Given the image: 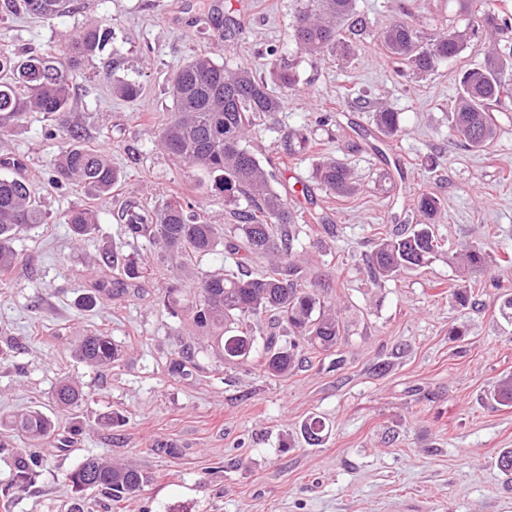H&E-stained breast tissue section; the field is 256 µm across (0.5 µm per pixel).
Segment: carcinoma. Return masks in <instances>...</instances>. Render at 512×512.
Listing matches in <instances>:
<instances>
[{"mask_svg": "<svg viewBox=\"0 0 512 512\" xmlns=\"http://www.w3.org/2000/svg\"><path fill=\"white\" fill-rule=\"evenodd\" d=\"M476 23L499 35L512 32V12L497 0H469ZM11 15H33L53 19L69 12V0H6ZM363 32L366 18L357 13V0H307L292 25L297 48L317 58L327 49L350 54L354 48L342 38L344 26ZM112 41V28L95 23L61 40L58 48L19 56L0 51V136L9 134L28 112H41L55 130L68 136L52 170V181L59 187L78 184L89 194L102 198L122 179L112 166L106 150L88 145L71 122L72 85L70 77L82 64L102 52ZM389 58L414 74L427 73L444 60L459 56L468 42V31L452 30L424 39L420 30L407 20H397L382 34ZM272 74L288 91L297 78L284 59L273 62ZM142 87L135 81L115 84L114 92L129 100L137 98ZM172 115L158 130L162 149L179 167L200 168L213 176L215 186L224 192V204L234 205L235 224H215L191 202L177 198L147 208L129 200L117 212L128 244H149L157 259L183 268L192 259L224 247L233 256L235 269L203 271L197 276L192 298L180 297L177 285L166 289L163 306L172 317L184 313L194 326L214 333L224 361L239 364L256 355L254 344L262 330L255 318L266 311L277 314L288 340L271 334L266 337L258 363L273 376H286L299 365L300 344L329 350L341 337L340 319L314 290L302 287L292 258L300 245L299 223H322L325 217H304L288 200V194L274 188L275 174L267 170L245 145L248 134L283 108V99L270 93L266 82L240 65L228 69L207 52L184 63L173 75L170 87ZM512 100V42L500 48V55L488 63L464 70L452 120V133L460 145L483 151L496 138L497 129L490 112L493 105ZM377 133L392 139L402 132L400 113L381 109L373 113ZM315 139L303 129L288 137V151H307ZM312 179L333 196L355 191L352 171L333 157H322ZM246 206L240 207V200ZM417 224L397 229L375 242L366 262L374 279H391L405 268L420 267L438 250L433 226L441 210L438 197L423 192L416 198ZM43 210L28 183L16 177H0V283H7L16 263L12 246L16 236L42 223ZM75 239L88 237L97 224L96 211L72 206L63 215ZM272 258L271 272L259 274L251 266L260 256ZM486 262L480 244L464 243L452 256L459 285L451 296L462 306L474 293L467 275ZM103 263L114 267L112 293L123 294L154 272V265L137 255L118 258L109 255ZM78 359L95 368L108 367L124 355L121 345L105 333L84 335L75 348ZM54 402L68 412L85 402L82 389L68 380L57 383ZM490 399L512 407V374L498 379ZM52 427V420L38 411L18 412L10 429L27 441L24 460L13 478V485H27L42 464L39 445ZM325 422L313 416L302 425L305 441L317 445L323 440ZM152 480V475L121 463L88 457L68 476L79 496L71 512H84L80 493L93 489L114 501H122Z\"/></svg>", "mask_w": 512, "mask_h": 512, "instance_id": "cac0c4a2", "label": "carcinoma"}]
</instances>
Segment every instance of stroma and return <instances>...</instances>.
I'll return each instance as SVG.
<instances>
[{
  "instance_id": "35a3bbf8",
  "label": "stroma",
  "mask_w": 512,
  "mask_h": 512,
  "mask_svg": "<svg viewBox=\"0 0 512 512\" xmlns=\"http://www.w3.org/2000/svg\"><path fill=\"white\" fill-rule=\"evenodd\" d=\"M403 1L428 34L469 22L461 0H358L369 28L363 35L345 30L355 54L314 59L297 53L291 37L299 0H71L69 13L54 19L0 7V51H42L93 21L112 28L110 50L86 62L74 84L72 120L123 174L107 198L55 188L48 174L64 140L37 112L0 138V176L12 172L5 159L23 161L20 173L45 212L44 224L16 240L18 263L0 284V440L9 442L0 447V488L10 489L0 512H69L67 476L89 456L134 465L153 479L120 503L87 491L85 512H512V475L498 466L512 449V408L486 397L512 373V324L498 312L512 294V265L502 261L512 254V180L501 179L512 172V109L495 110L489 149L457 146L450 120L459 75L484 63L495 39L479 31L455 60L398 77L380 36ZM273 47L293 59L295 90L273 82ZM204 50L227 66H248L283 95L282 111L250 141L259 159L274 162L278 188L310 182L322 155L351 167L359 187L347 197L312 190L333 232L316 224L304 235L303 279L335 303L342 338L329 351L303 347L302 363L285 377L253 361L225 366L211 337L159 306L167 282L192 293L195 272L176 275L160 264L123 297L105 293L95 308L83 306L95 284L113 276L101 257L130 252L113 218L127 199L152 207L187 197L212 220L232 221L212 177L179 169L157 141L172 107L170 73ZM115 78L139 81L142 94L132 101L114 95ZM359 92L368 94L370 109L400 114L403 131L385 156L361 136L371 124L370 109L352 100ZM324 110L336 120L317 131L319 152L288 154V132ZM430 157L441 160L438 172L426 167ZM423 191L441 201L435 230L442 255L373 284L364 257L378 229L415 220L413 199ZM77 204L98 214L96 231L81 242L63 222ZM472 241L489 261L476 274L484 285L480 307L464 309L449 295L458 277L448 256ZM460 325L464 336H449ZM94 331L122 345L119 363L95 369L76 357L79 337ZM186 348L195 352L189 376H170V360ZM63 377L87 395L68 413L52 400ZM26 410L51 416L53 427L38 476L14 488L22 443L9 440L1 422ZM116 414L121 424H111ZM311 416L327 425L317 445L300 434ZM75 425L80 433H72ZM166 443L175 454L161 452Z\"/></svg>"
}]
</instances>
